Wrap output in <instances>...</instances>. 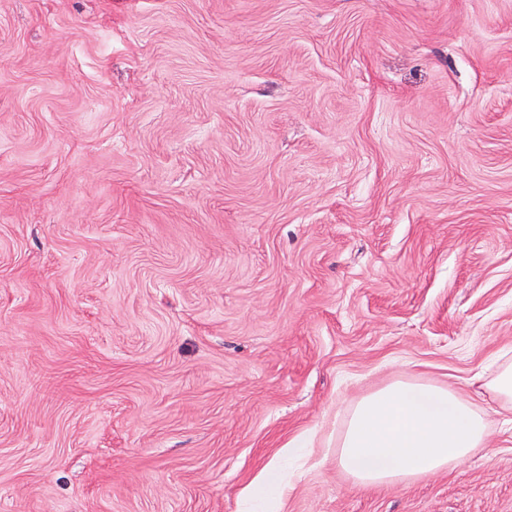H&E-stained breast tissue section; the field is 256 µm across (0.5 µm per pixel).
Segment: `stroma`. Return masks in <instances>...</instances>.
Returning a JSON list of instances; mask_svg holds the SVG:
<instances>
[{
  "label": "stroma",
  "mask_w": 512,
  "mask_h": 512,
  "mask_svg": "<svg viewBox=\"0 0 512 512\" xmlns=\"http://www.w3.org/2000/svg\"><path fill=\"white\" fill-rule=\"evenodd\" d=\"M512 0H0V512H512ZM487 449L354 486L400 378ZM487 386L505 406L512 408V357L498 366ZM282 475L275 467H268L264 474L248 489V496L255 500H265L279 490Z\"/></svg>",
  "instance_id": "35a3bbf8"
}]
</instances>
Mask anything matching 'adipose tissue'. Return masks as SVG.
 <instances>
[{"mask_svg":"<svg viewBox=\"0 0 512 512\" xmlns=\"http://www.w3.org/2000/svg\"><path fill=\"white\" fill-rule=\"evenodd\" d=\"M487 438L484 411L454 388L397 379L352 406L336 460L357 485H408L455 471Z\"/></svg>","mask_w":512,"mask_h":512,"instance_id":"obj_1","label":"adipose tissue"}]
</instances>
